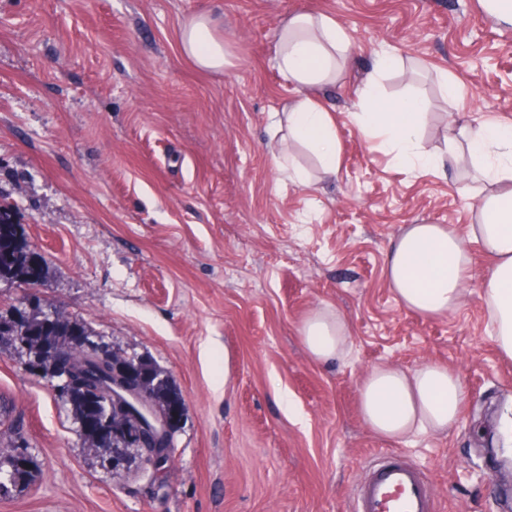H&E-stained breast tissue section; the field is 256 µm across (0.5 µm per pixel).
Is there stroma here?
I'll use <instances>...</instances> for the list:
<instances>
[{
	"label": "stroma",
	"mask_w": 512,
	"mask_h": 512,
	"mask_svg": "<svg viewBox=\"0 0 512 512\" xmlns=\"http://www.w3.org/2000/svg\"><path fill=\"white\" fill-rule=\"evenodd\" d=\"M203 12L224 38L221 72L178 50ZM300 12L335 19L351 52L319 91L336 175L292 149L311 186L278 169L272 125L293 96L276 31ZM382 53L401 60L387 95L430 104L428 147L461 125L512 124V23L487 0H0V201L45 262L39 287L0 284V312L79 320L108 351L150 360L185 405L171 476L151 490L113 473L59 387L0 346V459L20 445L38 471L0 512H353L393 453L428 476L436 512H512V361L481 298L489 257L470 244L469 293L444 318L404 308L385 280L406 225L465 233L479 200L472 169L402 167L359 132L355 90ZM320 306L352 336L326 363L298 339ZM425 361L460 378V417L443 434L379 438L360 414L363 378Z\"/></svg>",
	"instance_id": "stroma-1"
}]
</instances>
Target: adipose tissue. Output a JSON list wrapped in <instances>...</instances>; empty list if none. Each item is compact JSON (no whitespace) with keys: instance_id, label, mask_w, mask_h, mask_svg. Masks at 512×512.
I'll list each match as a JSON object with an SVG mask.
<instances>
[{"instance_id":"1","label":"adipose tissue","mask_w":512,"mask_h":512,"mask_svg":"<svg viewBox=\"0 0 512 512\" xmlns=\"http://www.w3.org/2000/svg\"><path fill=\"white\" fill-rule=\"evenodd\" d=\"M179 49L198 70L220 71L227 63L224 40L211 17L201 13L180 32ZM349 53L345 32L323 14L296 13L282 22L274 60L297 96L284 109L278 125L285 141L310 148L320 170L335 173L341 148L332 113L315 89L341 75ZM400 64L393 55L379 58L374 74L357 89L360 110L354 119L365 137H386L398 164L445 170L458 161L456 150L440 155L428 150L420 130L427 111L417 97L391 98L379 76ZM473 165L499 184V192L480 204L476 224L459 236L443 224H411L393 242L385 262L391 291L406 308L429 318H442L461 303L471 269L469 241L479 242L492 264L483 281V301L492 337L501 355L512 359V124L480 122L462 130ZM301 343L314 360L342 356L351 333L342 315L328 308L311 311L299 328ZM465 388L448 367L426 362L412 370L373 368L359 387V407L366 425L378 436L402 441L419 433H443L459 418Z\"/></svg>"}]
</instances>
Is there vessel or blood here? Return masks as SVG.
<instances>
[{"instance_id": "vessel-or-blood-1", "label": "vessel or blood", "mask_w": 512, "mask_h": 512, "mask_svg": "<svg viewBox=\"0 0 512 512\" xmlns=\"http://www.w3.org/2000/svg\"><path fill=\"white\" fill-rule=\"evenodd\" d=\"M355 512H434L427 477L414 465L390 457L376 465L355 492Z\"/></svg>"}]
</instances>
